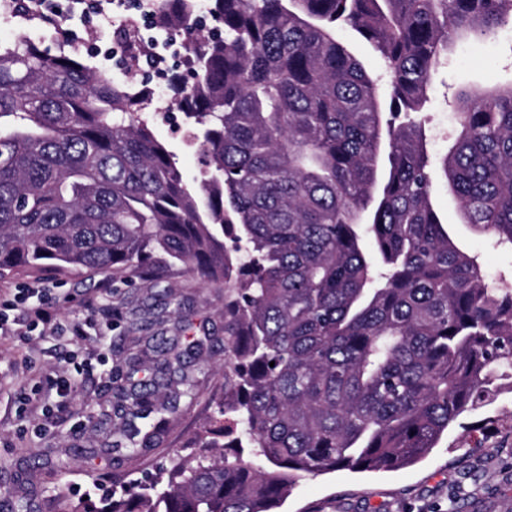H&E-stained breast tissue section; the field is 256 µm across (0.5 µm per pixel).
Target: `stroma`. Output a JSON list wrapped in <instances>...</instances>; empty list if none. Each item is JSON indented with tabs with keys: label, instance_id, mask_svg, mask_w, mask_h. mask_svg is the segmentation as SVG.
I'll use <instances>...</instances> for the list:
<instances>
[{
	"label": "stroma",
	"instance_id": "stroma-1",
	"mask_svg": "<svg viewBox=\"0 0 512 512\" xmlns=\"http://www.w3.org/2000/svg\"><path fill=\"white\" fill-rule=\"evenodd\" d=\"M137 11L97 17L92 41L79 55L108 76L151 82L147 65L132 68L121 42L122 28H140ZM512 81V27L484 42H456L438 75L427 126L434 152L448 148L455 126L453 96L459 85L485 88ZM156 132L189 177H197L201 157L188 138L170 82H163L146 109ZM435 204L447 214L456 243L477 256L490 287H512V250L462 223L446 186ZM61 300V320L92 317L107 345L85 366L68 404L43 433H34L37 416H17L36 382L64 367L70 351L96 349L90 340L50 337L25 341L0 335V501L27 497L42 503L62 494L81 512H99L112 491L117 464L113 450L119 423L113 396L115 376L154 359V339L165 335L182 347L198 345L190 371L195 401L180 400L175 419L141 460L120 466L135 479L168 465L183 442L212 415L224 393V289L205 285L181 270L151 283L91 273H53ZM459 512H512V390H503L491 407L463 415L434 448L413 465L376 472L339 470L307 476L294 485L280 512H443L449 501Z\"/></svg>",
	"mask_w": 512,
	"mask_h": 512
}]
</instances>
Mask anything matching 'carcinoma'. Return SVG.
<instances>
[{
	"instance_id": "1",
	"label": "carcinoma",
	"mask_w": 512,
	"mask_h": 512,
	"mask_svg": "<svg viewBox=\"0 0 512 512\" xmlns=\"http://www.w3.org/2000/svg\"><path fill=\"white\" fill-rule=\"evenodd\" d=\"M196 2L154 7L190 33ZM209 4L224 35L188 43L174 82L192 180L142 115L150 95L27 34L0 41V275L178 267L224 286L217 416L136 490L114 475L103 512H274L301 477L413 464L512 384V289L487 286L433 204L442 182L512 246V82L459 89L435 159L423 116L451 46L512 23V0ZM137 387L117 428L130 460L197 396L163 339ZM338 35L359 58L368 72H374L376 75H380L384 72L383 63L378 54L360 43L351 30L346 29L340 31Z\"/></svg>"
}]
</instances>
